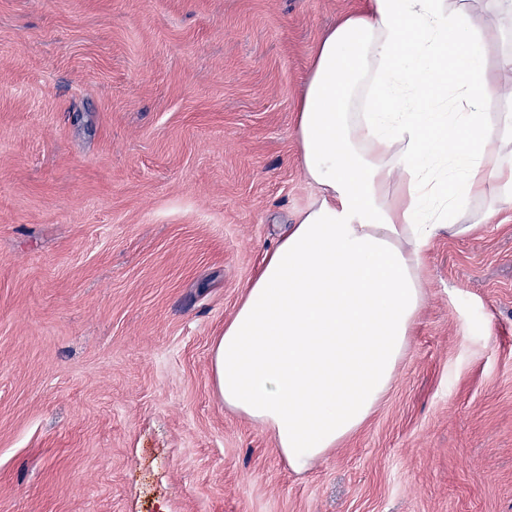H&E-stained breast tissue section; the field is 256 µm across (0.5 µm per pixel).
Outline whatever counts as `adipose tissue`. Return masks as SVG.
I'll return each mask as SVG.
<instances>
[{"mask_svg":"<svg viewBox=\"0 0 512 512\" xmlns=\"http://www.w3.org/2000/svg\"><path fill=\"white\" fill-rule=\"evenodd\" d=\"M512 0H362L319 40L297 112L320 191L266 252L212 350L225 407L269 429L298 472L390 389L426 301L440 232L512 208Z\"/></svg>","mask_w":512,"mask_h":512,"instance_id":"ef3b65f1","label":"adipose tissue"}]
</instances>
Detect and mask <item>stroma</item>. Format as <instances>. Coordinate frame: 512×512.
Masks as SVG:
<instances>
[{
  "instance_id": "35a3bbf8",
  "label": "stroma",
  "mask_w": 512,
  "mask_h": 512,
  "mask_svg": "<svg viewBox=\"0 0 512 512\" xmlns=\"http://www.w3.org/2000/svg\"><path fill=\"white\" fill-rule=\"evenodd\" d=\"M359 5L0 0V512H512V208L432 242L390 390L308 471L214 389Z\"/></svg>"
}]
</instances>
